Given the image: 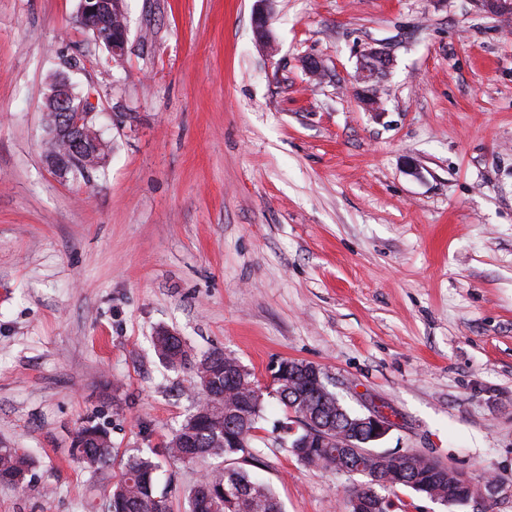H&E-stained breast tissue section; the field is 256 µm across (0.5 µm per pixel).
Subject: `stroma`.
Returning a JSON list of instances; mask_svg holds the SVG:
<instances>
[{"instance_id":"35a3bbf8","label":"stroma","mask_w":512,"mask_h":512,"mask_svg":"<svg viewBox=\"0 0 512 512\" xmlns=\"http://www.w3.org/2000/svg\"><path fill=\"white\" fill-rule=\"evenodd\" d=\"M125 0L112 60L79 0H0V446L36 461L0 512H91L70 454L90 420L117 455L162 447L191 405L158 328L235 356L260 386L318 365L383 450L494 478L512 512V14L475 0ZM392 59L379 107L354 91ZM318 59L321 81L303 62ZM64 70L112 151L87 180L42 158ZM253 474L285 512H344L360 477L277 444L265 396ZM211 466L164 462L170 512ZM390 65V57L388 58L383 52L367 51L360 61L356 81L364 84L375 82L388 70ZM282 361H288V359ZM294 366L301 368L308 375L311 385L315 389L325 390V382L328 379L324 373H321L322 370L314 364L296 360H289L276 365L271 374V385H288V371ZM364 418L356 423L368 431V441H376L382 438L390 430L387 418L379 412L368 410L363 414Z\"/></svg>"}]
</instances>
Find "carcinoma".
I'll return each instance as SVG.
<instances>
[{
  "label": "carcinoma",
  "instance_id": "1",
  "mask_svg": "<svg viewBox=\"0 0 512 512\" xmlns=\"http://www.w3.org/2000/svg\"><path fill=\"white\" fill-rule=\"evenodd\" d=\"M154 350L169 370H186L190 374L191 390L197 396L192 410L163 448L150 449L120 459L118 475L110 473L116 455L107 431L98 425L79 427L72 438L71 451L83 469L101 477L103 497L101 512H168L167 499L157 492L156 473L160 458L165 457L184 464L213 458L212 466L188 492L189 512H204L202 504L211 491L226 489L233 499L231 504L217 503L216 512H284L283 505L270 486L254 479L241 466H230L228 460L244 459L251 455L250 448L224 447V432L233 429L249 443L264 416V393L252 379V373L243 368V378L229 381L225 377L228 367L242 368L241 362L221 350L212 351L199 358L191 356L182 337L166 328H159L152 337ZM294 391L272 388V394L283 405L287 414L300 422L318 411L323 417L331 415L328 406L335 405L336 392L313 394L308 381L302 377L293 382ZM253 403V410L246 416H236L239 404ZM370 470L361 492H377L403 486L411 490L425 482L433 483L437 494H448L449 485H455L454 505H467L468 488L462 485V474L445 469L440 481L423 464L420 454L407 451L394 464L395 476L386 480L380 463L367 457ZM299 462L307 467L338 471L341 461L336 459V448H311ZM33 467V459L27 454L0 452V483L22 486L27 483Z\"/></svg>",
  "mask_w": 512,
  "mask_h": 512
}]
</instances>
